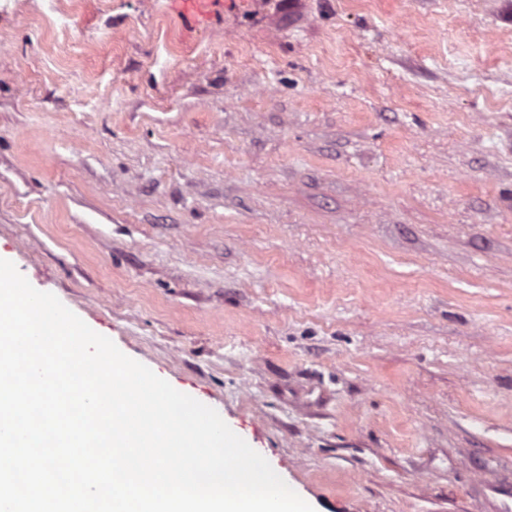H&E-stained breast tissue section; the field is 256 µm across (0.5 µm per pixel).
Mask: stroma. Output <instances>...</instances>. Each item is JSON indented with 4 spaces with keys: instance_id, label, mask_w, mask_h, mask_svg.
I'll use <instances>...</instances> for the list:
<instances>
[{
    "instance_id": "35a3bbf8",
    "label": "stroma",
    "mask_w": 512,
    "mask_h": 512,
    "mask_svg": "<svg viewBox=\"0 0 512 512\" xmlns=\"http://www.w3.org/2000/svg\"><path fill=\"white\" fill-rule=\"evenodd\" d=\"M512 0H0V251L315 512L512 472Z\"/></svg>"
}]
</instances>
